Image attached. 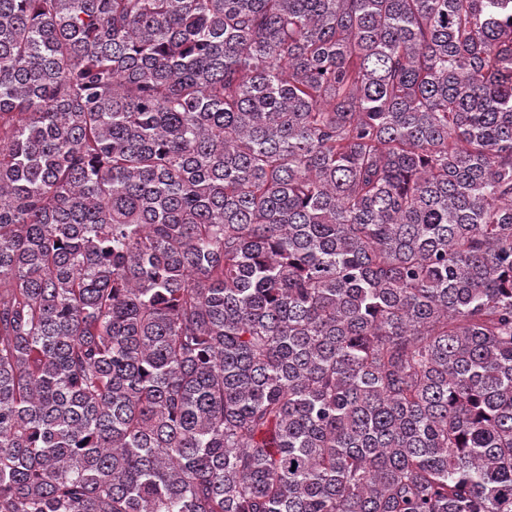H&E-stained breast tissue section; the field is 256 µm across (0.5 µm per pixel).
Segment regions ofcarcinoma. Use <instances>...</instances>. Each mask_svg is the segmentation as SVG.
Wrapping results in <instances>:
<instances>
[{"instance_id": "cac0c4a2", "label": "carcinoma", "mask_w": 512, "mask_h": 512, "mask_svg": "<svg viewBox=\"0 0 512 512\" xmlns=\"http://www.w3.org/2000/svg\"><path fill=\"white\" fill-rule=\"evenodd\" d=\"M0 512H512V0H0Z\"/></svg>"}]
</instances>
